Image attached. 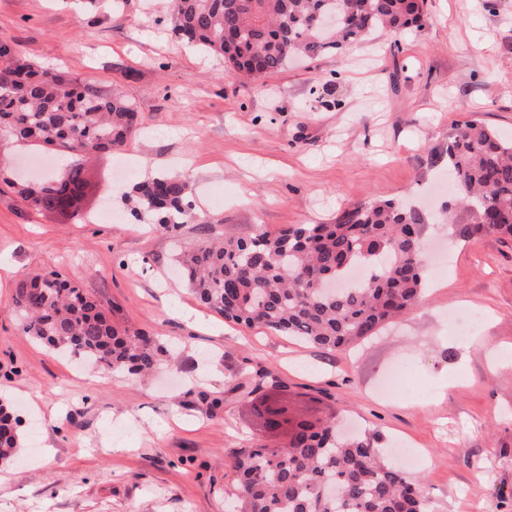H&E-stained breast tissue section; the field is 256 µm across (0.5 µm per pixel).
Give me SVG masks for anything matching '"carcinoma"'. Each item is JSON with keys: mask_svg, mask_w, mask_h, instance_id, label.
<instances>
[{"mask_svg": "<svg viewBox=\"0 0 512 512\" xmlns=\"http://www.w3.org/2000/svg\"><path fill=\"white\" fill-rule=\"evenodd\" d=\"M426 0H170L175 37L224 57L227 70L257 79L296 55L339 52L375 32L397 38L426 23ZM137 119L123 94L43 69L0 41V145L50 150L63 174L39 182L0 180L35 211L67 219L87 213L90 181L82 157L119 150ZM455 182L456 209L468 223L455 233L512 237V139L473 120L459 121L433 154ZM136 218L176 238L197 220L187 178L158 172L132 188ZM426 216L401 198H374L342 211L330 224H296L279 234L177 243L173 256L201 305L224 319L257 325L333 352L365 340L420 301L424 290ZM367 271L354 287L340 284L352 268ZM21 330L92 364L100 373L146 376L159 367V347L118 322L99 297L55 270L22 273L12 298ZM268 435L234 455L236 505L229 512H426L419 482L385 460L365 435L346 438L334 421L288 416L264 397L255 405ZM20 421L0 404V461L20 443Z\"/></svg>", "mask_w": 512, "mask_h": 512, "instance_id": "cac0c4a2", "label": "carcinoma"}]
</instances>
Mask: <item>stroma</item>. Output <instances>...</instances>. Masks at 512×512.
Here are the masks:
<instances>
[{
  "label": "stroma",
  "instance_id": "stroma-1",
  "mask_svg": "<svg viewBox=\"0 0 512 512\" xmlns=\"http://www.w3.org/2000/svg\"><path fill=\"white\" fill-rule=\"evenodd\" d=\"M168 0H0V40L46 68L122 92L139 125L122 150L86 155L95 218L63 223L0 184V399L22 444L0 466V512H224L236 451L262 440L259 395L312 420L380 436L421 477L427 512H512V239L464 241L419 201L441 268L418 306L377 336L327 352L202 308L171 240L127 215L123 194L184 175L201 222L181 237L248 236L330 221L376 197L418 199L456 120L512 138V0H427L423 28L260 79L177 39ZM124 212L114 224L105 208ZM54 269L165 349L155 376L93 366L25 336L20 273ZM401 369L408 387L381 381ZM266 375L255 387L252 375ZM219 408H211L212 399Z\"/></svg>",
  "mask_w": 512,
  "mask_h": 512
}]
</instances>
